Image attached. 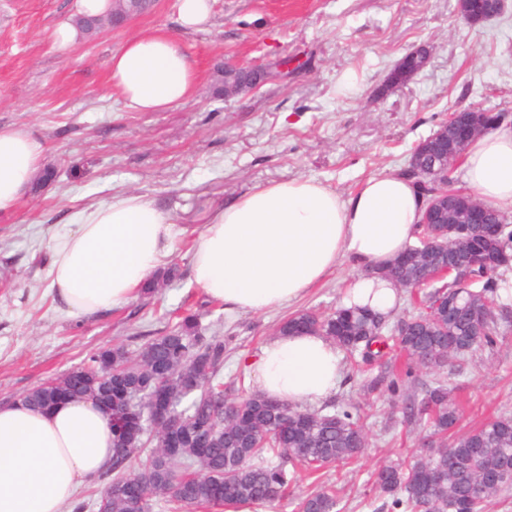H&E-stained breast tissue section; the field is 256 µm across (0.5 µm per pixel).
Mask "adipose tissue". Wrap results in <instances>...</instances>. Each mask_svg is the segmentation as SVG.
Listing matches in <instances>:
<instances>
[{
  "instance_id": "ef3b65f1",
  "label": "adipose tissue",
  "mask_w": 512,
  "mask_h": 512,
  "mask_svg": "<svg viewBox=\"0 0 512 512\" xmlns=\"http://www.w3.org/2000/svg\"><path fill=\"white\" fill-rule=\"evenodd\" d=\"M112 0H74L49 37L60 50L78 43L80 17H101ZM110 82L139 112L186 100L198 81L189 56L169 34L131 36L113 53ZM43 146L28 130L0 127V213L14 210L40 169ZM471 194L512 206V126L470 142L463 157ZM425 205L413 180L380 174L342 195L321 182L260 186L217 209L196 233L192 279L225 310L265 312L301 299L341 263L359 275L341 304L390 315L399 285L375 276L412 247ZM181 230L153 199L127 193L76 212L56 238L50 288L70 315L89 317L126 305L166 264ZM339 348L299 330L267 341L249 361L258 394L303 407L332 397L343 381ZM114 432L106 413L72 399L38 412L0 403V512H71L81 486L112 466Z\"/></svg>"
}]
</instances>
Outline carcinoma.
<instances>
[{
    "instance_id": "1",
    "label": "carcinoma",
    "mask_w": 512,
    "mask_h": 512,
    "mask_svg": "<svg viewBox=\"0 0 512 512\" xmlns=\"http://www.w3.org/2000/svg\"><path fill=\"white\" fill-rule=\"evenodd\" d=\"M416 180L426 203L436 200L442 186L424 174L407 171ZM492 220L501 225L490 239L494 251L512 252V230L506 215L494 209ZM425 277L424 265L414 259L389 273L402 288H415ZM424 296V310L408 318L410 334L397 335L396 327L367 313L338 309L327 316L299 312L277 328L284 335L297 328L323 333L337 346L370 361L381 356L375 345L392 346L406 357L404 374L387 365L386 390L411 424H425L437 437L433 453L407 451L402 465H384L375 473L373 490L392 498L401 512H484L487 504L512 491V469L499 473L498 483L486 492H473V482L496 472L503 461L512 463V417L500 415L471 429L448 436V423L459 420V408L440 377L428 383L414 378V370L437 372L454 364L462 367L479 347H492L500 336L499 325L512 317V307L500 300L496 271L473 267L462 280L453 274L431 284ZM458 291V308L447 321L431 318L426 308ZM482 319L471 322L472 311ZM224 340L209 341L197 335V323L186 318L178 327L154 337L138 356L121 347L101 349L74 370L24 394L32 408L56 404L61 393L92 400L105 407L129 409L139 422L116 434V457L102 479L97 506L106 512H153L172 504L186 512L198 508L237 510L273 503L304 472L312 476L337 463L358 458L368 444L364 413L346 406L334 413L282 406L273 409L253 393L230 399L227 393L243 385L236 376L224 381ZM198 377L196 391L183 393L180 383ZM165 388L174 401L180 422L164 434L149 423V398ZM231 406L224 416V405ZM156 444L147 464L127 470L132 456L144 447L145 433ZM341 499L336 490L314 488L297 503V512H337Z\"/></svg>"
}]
</instances>
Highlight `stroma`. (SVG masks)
<instances>
[{
    "mask_svg": "<svg viewBox=\"0 0 512 512\" xmlns=\"http://www.w3.org/2000/svg\"><path fill=\"white\" fill-rule=\"evenodd\" d=\"M71 0H0V126L32 131L54 180L32 185L0 214V403L79 367L88 354L120 345L138 354L153 337L193 314L204 339L225 340V377H244L248 360L300 310L339 308L353 272L340 265L298 302L265 313L225 310L192 281L191 230L255 187L310 178L341 194L367 177L405 173L414 146L449 113L468 108L512 114V0L480 26L461 20L458 0H212L201 30L177 23L178 0H156L129 25L66 52L49 37ZM161 29L193 59L194 93L161 112L127 106L109 81L114 51L133 34ZM427 47L410 81H389L407 53ZM268 66L259 89L212 97L216 63ZM124 193L143 194L188 228L171 263L179 278L150 296L90 317L69 315L53 298L54 240L80 209ZM344 380L322 412L350 403L369 408L368 446L322 472L341 512H392L368 489L381 465L405 461L426 429L405 424L378 378L383 361H342ZM443 377L463 413L459 429L512 416V326L481 348L463 371Z\"/></svg>",
    "mask_w": 512,
    "mask_h": 512,
    "instance_id": "1",
    "label": "stroma"
}]
</instances>
